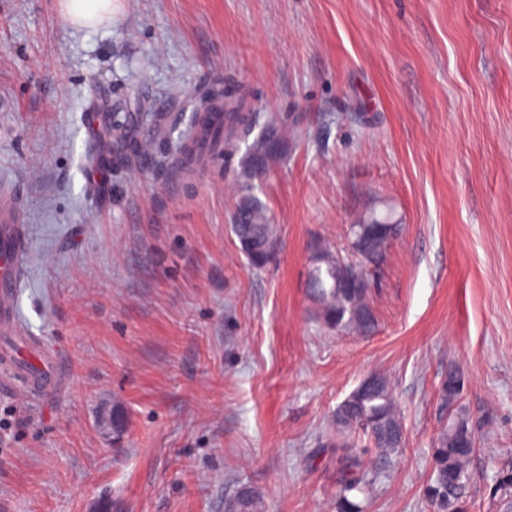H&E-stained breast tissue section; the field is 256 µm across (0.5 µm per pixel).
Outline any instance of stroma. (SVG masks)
Returning a JSON list of instances; mask_svg holds the SVG:
<instances>
[{"mask_svg":"<svg viewBox=\"0 0 512 512\" xmlns=\"http://www.w3.org/2000/svg\"><path fill=\"white\" fill-rule=\"evenodd\" d=\"M71 25L61 0H0V187L25 212L20 333L55 387L0 384V512H335L336 409L388 375L405 447L364 512H433L439 387L460 367L477 426L468 512L512 458V0H121ZM223 80L287 116L285 157L251 192L280 248L250 267L230 231L247 148L187 176L172 142ZM158 162L127 157L103 131ZM402 226L366 335L322 327L313 245L370 209ZM120 410V434L100 428Z\"/></svg>","mask_w":512,"mask_h":512,"instance_id":"obj_1","label":"stroma"}]
</instances>
